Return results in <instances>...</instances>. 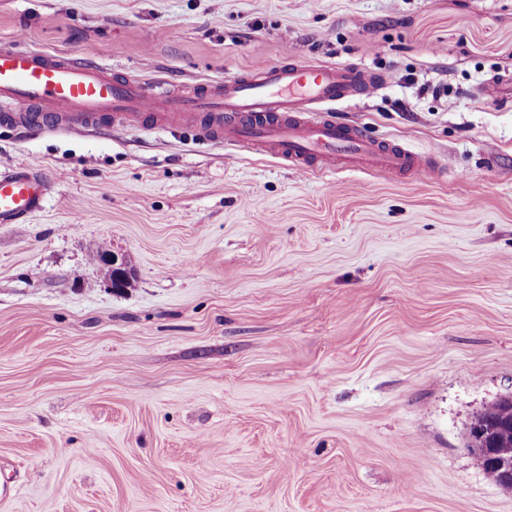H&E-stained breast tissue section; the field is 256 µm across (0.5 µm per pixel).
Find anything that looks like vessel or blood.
I'll return each instance as SVG.
<instances>
[{"label":"vessel or blood","instance_id":"1","mask_svg":"<svg viewBox=\"0 0 512 512\" xmlns=\"http://www.w3.org/2000/svg\"><path fill=\"white\" fill-rule=\"evenodd\" d=\"M379 81L367 70L306 61L261 65L217 83L158 88L65 54L0 47V120L39 136L60 130L185 129L198 140L271 156L299 172L434 173L409 147L378 141L337 119L338 107L369 97ZM45 178L30 168L0 172V224L40 212Z\"/></svg>","mask_w":512,"mask_h":512}]
</instances>
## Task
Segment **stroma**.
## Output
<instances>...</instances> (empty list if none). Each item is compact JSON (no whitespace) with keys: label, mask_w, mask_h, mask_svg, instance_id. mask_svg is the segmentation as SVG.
<instances>
[{"label":"stroma","mask_w":512,"mask_h":512,"mask_svg":"<svg viewBox=\"0 0 512 512\" xmlns=\"http://www.w3.org/2000/svg\"><path fill=\"white\" fill-rule=\"evenodd\" d=\"M0 44L172 84L356 65L387 83L339 117L441 164L0 123L50 185L0 224V512H512L468 446L512 395V0H0Z\"/></svg>","instance_id":"1"}]
</instances>
